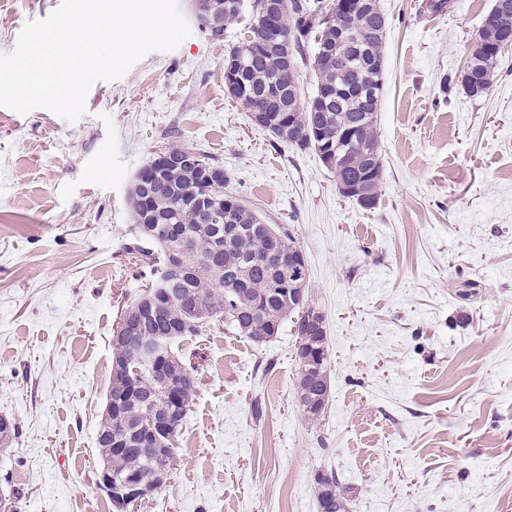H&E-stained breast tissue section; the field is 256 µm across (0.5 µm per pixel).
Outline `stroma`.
<instances>
[{
	"label": "stroma",
	"instance_id": "1",
	"mask_svg": "<svg viewBox=\"0 0 512 512\" xmlns=\"http://www.w3.org/2000/svg\"><path fill=\"white\" fill-rule=\"evenodd\" d=\"M426 2L379 0L372 210L228 97L224 57L245 25L214 40L193 0H178L190 36L95 84L78 120L0 108V415L19 426L0 495L13 512H115L97 427L113 332L151 283L126 250L130 190L173 127L223 166L226 194L291 233L325 318L330 391L309 420L289 322L261 344L221 324L176 340L194 397L170 479L133 512H319L314 477L330 470L349 512H512V47L488 91L467 95L456 79L494 0ZM59 4L0 0V53Z\"/></svg>",
	"mask_w": 512,
	"mask_h": 512
}]
</instances>
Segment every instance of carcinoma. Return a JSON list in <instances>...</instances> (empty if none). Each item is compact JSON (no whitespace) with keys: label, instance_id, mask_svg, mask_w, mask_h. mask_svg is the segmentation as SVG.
<instances>
[{"label":"carcinoma","instance_id":"obj_1","mask_svg":"<svg viewBox=\"0 0 512 512\" xmlns=\"http://www.w3.org/2000/svg\"><path fill=\"white\" fill-rule=\"evenodd\" d=\"M212 9H207L209 2ZM267 0H251L247 35L233 47L224 60V67H233L240 75L242 86L231 95L246 106L256 101H273L267 112L264 129L300 151L323 153L322 139L315 130L326 129L333 141L347 138L349 125L358 123L366 112L364 99L342 97L329 108L320 105L321 98L338 87H356L368 83L369 93L381 96L384 88V44L387 19L378 6H363L360 0H331L334 19L325 15L326 0H287L279 21L280 35L288 40L283 51L268 36L264 24ZM197 9L207 10L220 18L221 27L211 32L215 39L224 26L239 19L242 0H200ZM512 28V10L500 12L493 8L486 16L479 40L469 50L468 66L460 74V86L472 97L486 93L499 63L496 46L498 32ZM310 61L316 80V91L309 101L301 99L299 89L285 73L287 64L296 60ZM199 167H187L163 177L153 176L155 161H150L134 179L130 192L138 234L128 248L130 253L146 262L154 276L146 296L159 303L158 314L140 319L138 304L131 303L121 312L112 341L113 374L108 395L114 397L130 390L139 380V363L129 352L128 343L141 336L162 341L166 345V365L179 374L175 385L157 380L145 384L142 397L129 402L121 418L107 415L101 420L97 444L103 464L113 472L147 473L154 467H172L176 454L179 428L164 438L167 458L156 459L157 449L144 448L134 452H119L123 437L132 427L148 425L152 411L164 412L172 406V392H177L180 417L195 391L194 370L171 349L179 338L196 336L213 322H223L238 335L254 343L278 334L288 316L297 315L294 322L300 343L297 348L298 402L311 420L320 415L318 403L307 392L320 393L327 401L328 386L325 363L312 367L309 355L320 351L327 359L326 330L310 327L307 317L312 311L308 303L307 272L291 271L289 250H297L290 233L276 224L261 226L263 220L238 198L224 193V184H211L202 178V167L216 161L200 153ZM336 182L349 184L362 180L370 193L365 210L376 208L382 195L383 162L376 124L357 129V143L347 153L341 168L334 170ZM219 206L227 210L230 223L237 225L235 235L223 239L224 249L211 255L199 267L190 265L182 272L181 288L187 295L184 304L162 298L157 292L159 282L173 274L169 267L177 253H207L214 237L224 234V225L208 224L206 209ZM178 224L172 233L166 225ZM19 433L17 423L0 416V454L10 448ZM320 512H348L347 488L335 472L319 473L315 477Z\"/></svg>","mask_w":512,"mask_h":512}]
</instances>
